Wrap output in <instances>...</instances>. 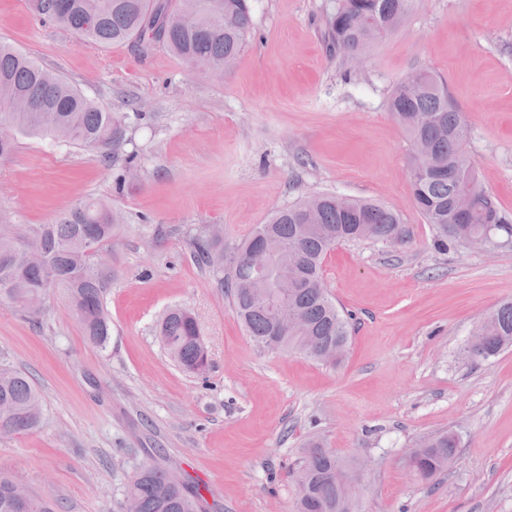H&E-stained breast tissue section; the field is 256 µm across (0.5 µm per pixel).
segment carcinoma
Listing matches in <instances>:
<instances>
[{
	"label": "carcinoma",
	"instance_id": "carcinoma-1",
	"mask_svg": "<svg viewBox=\"0 0 512 512\" xmlns=\"http://www.w3.org/2000/svg\"><path fill=\"white\" fill-rule=\"evenodd\" d=\"M412 0H338L328 20L332 48L363 55L380 37L398 29ZM39 15L101 46L133 45L147 51L158 44L190 66L224 71L233 67L252 29L248 0H35ZM25 102L0 98V159L9 157L18 135L49 139L97 150L104 160L124 145L123 126L114 112L86 98L77 88L17 50L0 45V85ZM388 111L407 132L414 153L411 188L414 201L436 232L440 249L462 236L486 231L512 243V221L495 195L480 180L464 149L467 129L463 112L436 75L416 71L391 92ZM117 227L103 202L76 204L58 224H46L23 241L9 224H0V304L8 302L36 317L46 295L64 291L70 312L85 336L103 345L110 320L103 301L105 278L101 254ZM362 239L392 244L406 241L397 213L361 199L334 193L302 197L277 209L226 258L228 268L212 267L255 346L268 351H297L324 365L329 346H345L349 321L332 301L322 262L338 243ZM259 242L276 251H297L302 265L291 271L296 286L288 290V307L301 317L299 328L273 335L276 310L252 296L259 273L246 262ZM196 252L211 267V255L224 253V239L197 237ZM480 338L467 343L462 356L487 360L512 347V299L486 318ZM158 335L174 364L203 375L209 367L199 325L190 311L169 309ZM41 397L22 371L0 362V438L37 429ZM460 436L443 431L419 441L413 464L417 477L429 480L447 470L460 448ZM356 464H345L319 440H310L292 468L297 487L296 512H358L339 495L338 484L358 476ZM124 496L137 501L139 512H198L200 488L168 469L143 465L125 484ZM0 512H57L54 499L34 493L15 477L0 472Z\"/></svg>",
	"mask_w": 512,
	"mask_h": 512
}]
</instances>
